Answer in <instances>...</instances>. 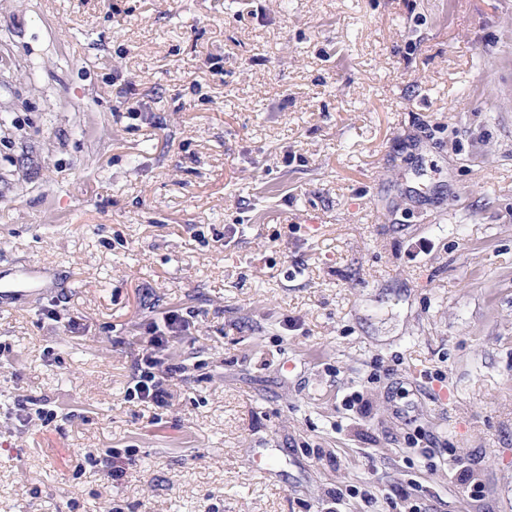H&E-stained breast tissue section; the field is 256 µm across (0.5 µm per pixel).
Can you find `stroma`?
Masks as SVG:
<instances>
[{
    "mask_svg": "<svg viewBox=\"0 0 512 512\" xmlns=\"http://www.w3.org/2000/svg\"><path fill=\"white\" fill-rule=\"evenodd\" d=\"M25 265L0 403L58 416L0 418V512H512V0H0ZM187 327L175 311L165 314L160 322H156L149 328L151 335L142 349L140 359L136 362L129 385L126 389V397L129 402L152 404L158 408L168 405L170 398L169 381L183 367L169 364L163 370H159L164 362L158 357L160 351L174 345L182 336ZM38 405L33 401H18L13 408H8L5 418L10 420L17 430H26L37 421H40L43 427L48 426L57 417V413L54 409L44 407L46 404ZM121 455L118 449L115 448H102L97 451L96 455L84 454L76 456L74 471L81 473L85 470L84 464H88L92 467L99 468L107 475L111 476L112 479H119L126 475L124 467L118 465V460Z\"/></svg>",
    "mask_w": 512,
    "mask_h": 512,
    "instance_id": "1",
    "label": "stroma"
}]
</instances>
